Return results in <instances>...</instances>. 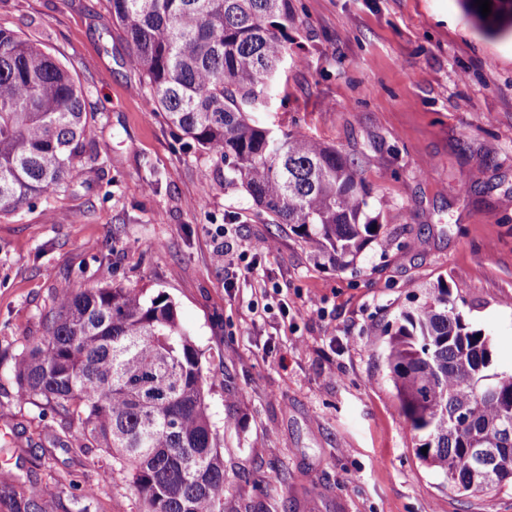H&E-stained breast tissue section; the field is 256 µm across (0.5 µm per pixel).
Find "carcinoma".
Instances as JSON below:
<instances>
[{
    "label": "carcinoma",
    "mask_w": 512,
    "mask_h": 512,
    "mask_svg": "<svg viewBox=\"0 0 512 512\" xmlns=\"http://www.w3.org/2000/svg\"><path fill=\"white\" fill-rule=\"evenodd\" d=\"M466 14L512 33V0ZM156 110L219 158L275 224H287L338 269L391 243L355 160L251 117L288 59L292 0H107ZM88 91L41 47L0 27V217L65 190L93 159ZM41 344L13 375L22 400L84 416L83 451L130 474L140 512H224V457L200 353L164 293L106 285L58 290ZM385 360L415 455L460 496L512 488V372L493 367V339L471 328L440 288L386 331ZM427 452H422V448ZM496 450L494 477L463 466Z\"/></svg>",
    "instance_id": "cac0c4a2"
}]
</instances>
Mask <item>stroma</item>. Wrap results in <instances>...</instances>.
<instances>
[{"mask_svg": "<svg viewBox=\"0 0 512 512\" xmlns=\"http://www.w3.org/2000/svg\"><path fill=\"white\" fill-rule=\"evenodd\" d=\"M293 3L296 43L254 117L356 160L392 244L345 270L154 112L106 0H0V26L89 89L98 155L0 218V512L140 510L127 475L89 466L78 417L13 379L58 288L110 283L165 292L202 354L224 512H512V489L461 497L420 465L377 343L441 283L512 371V37L459 0Z\"/></svg>", "mask_w": 512, "mask_h": 512, "instance_id": "obj_1", "label": "stroma"}]
</instances>
